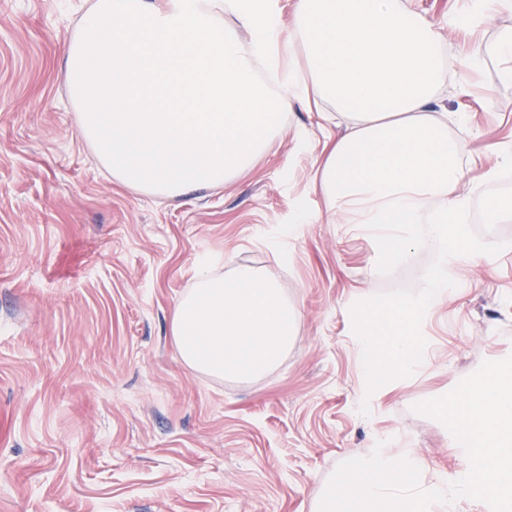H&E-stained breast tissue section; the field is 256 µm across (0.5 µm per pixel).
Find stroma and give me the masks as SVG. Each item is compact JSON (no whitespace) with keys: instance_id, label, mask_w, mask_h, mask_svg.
<instances>
[{"instance_id":"35a3bbf8","label":"stroma","mask_w":512,"mask_h":512,"mask_svg":"<svg viewBox=\"0 0 512 512\" xmlns=\"http://www.w3.org/2000/svg\"><path fill=\"white\" fill-rule=\"evenodd\" d=\"M93 2L0 0V512H311L337 466L380 442L454 478L449 431L414 407L512 354V220L478 227L486 198L512 203V165L497 164L512 83L497 61L438 106L466 115L448 127L462 162L496 170L460 186L469 234L494 254L460 265L420 322L426 364L366 397L360 312L419 296L437 253L383 272L374 238L337 223L313 184L345 121L301 110L278 150L224 187L170 199L114 183L78 126L62 55ZM412 6L445 22L454 56L512 28L505 12L459 30L467 0ZM228 250L298 311L287 356L248 380L187 368L169 332L198 262Z\"/></svg>"}]
</instances>
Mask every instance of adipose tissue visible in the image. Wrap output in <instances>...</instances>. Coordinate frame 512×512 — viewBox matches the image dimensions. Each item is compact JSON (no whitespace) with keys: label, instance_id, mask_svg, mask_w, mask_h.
<instances>
[{"label":"adipose tissue","instance_id":"adipose-tissue-1","mask_svg":"<svg viewBox=\"0 0 512 512\" xmlns=\"http://www.w3.org/2000/svg\"><path fill=\"white\" fill-rule=\"evenodd\" d=\"M440 26L406 0H95L65 39L71 103L113 181L167 197L224 185L277 149L288 112L348 132L315 180L338 222L395 239L397 259L439 253L413 300L361 315L367 363L400 376L424 358L419 321L447 298L458 262L487 255L466 232L463 146L433 114L447 82L485 57L512 83V30L448 63Z\"/></svg>","mask_w":512,"mask_h":512}]
</instances>
